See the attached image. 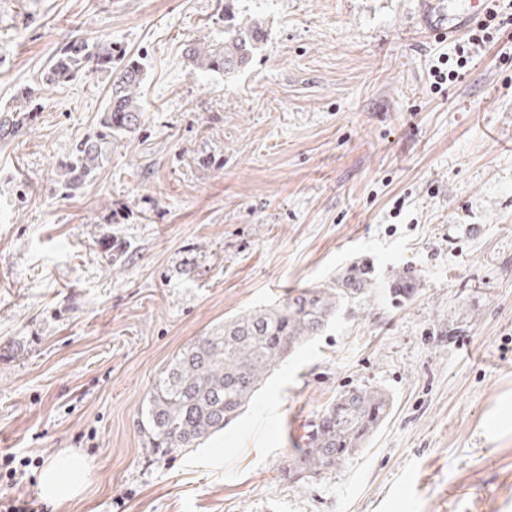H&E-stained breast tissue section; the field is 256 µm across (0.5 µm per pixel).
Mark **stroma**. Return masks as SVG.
I'll use <instances>...</instances> for the list:
<instances>
[{"mask_svg":"<svg viewBox=\"0 0 512 512\" xmlns=\"http://www.w3.org/2000/svg\"><path fill=\"white\" fill-rule=\"evenodd\" d=\"M222 0H0V106L66 39L143 65L141 131L79 189L58 171L97 130L109 78L46 87L0 144V454L91 468L43 512H512V39L435 84L462 40L418 0H233L268 37L232 79L188 43ZM380 286L279 363L249 407L169 459L136 424L195 337L355 261ZM418 271L395 303L398 270ZM393 402L364 448L304 487L288 461L340 392Z\"/></svg>","mask_w":512,"mask_h":512,"instance_id":"1","label":"stroma"}]
</instances>
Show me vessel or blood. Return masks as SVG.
Returning <instances> with one entry per match:
<instances>
[{"mask_svg": "<svg viewBox=\"0 0 512 512\" xmlns=\"http://www.w3.org/2000/svg\"><path fill=\"white\" fill-rule=\"evenodd\" d=\"M490 0H420L418 28L433 40H451L463 34L487 13Z\"/></svg>", "mask_w": 512, "mask_h": 512, "instance_id": "1", "label": "vessel or blood"}]
</instances>
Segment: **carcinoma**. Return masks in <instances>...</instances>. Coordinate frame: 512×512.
<instances>
[{"label": "carcinoma", "mask_w": 512, "mask_h": 512, "mask_svg": "<svg viewBox=\"0 0 512 512\" xmlns=\"http://www.w3.org/2000/svg\"><path fill=\"white\" fill-rule=\"evenodd\" d=\"M267 29L260 20L235 22L224 2V39L189 46L194 71L230 79L245 68L261 48ZM110 74L109 101L96 132L77 142L64 165L65 184L74 188L97 169L112 139L134 138L141 128L143 69L134 58L112 59V48L97 51L81 39L62 42L41 79L60 84L87 74ZM39 88L27 85L15 104L0 110V140L28 124ZM418 276L411 270L394 274V298L415 294ZM378 287L374 269L354 263L329 281L303 288L280 304L239 314L183 346L154 381L145 411L137 421L146 445L176 457L221 430L252 400L274 366L314 338L323 335L337 314L364 301ZM391 410L381 389L354 388L337 396L309 424L306 447L295 449L288 465L292 482L309 479L341 466L381 426Z\"/></svg>", "instance_id": "carcinoma-1"}]
</instances>
